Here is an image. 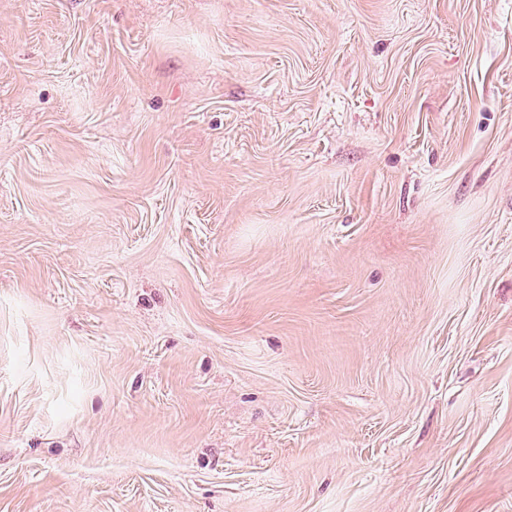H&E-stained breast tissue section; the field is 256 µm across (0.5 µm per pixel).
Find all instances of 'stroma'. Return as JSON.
Masks as SVG:
<instances>
[{"label":"stroma","mask_w":512,"mask_h":512,"mask_svg":"<svg viewBox=\"0 0 512 512\" xmlns=\"http://www.w3.org/2000/svg\"><path fill=\"white\" fill-rule=\"evenodd\" d=\"M0 512H512V0H0Z\"/></svg>","instance_id":"obj_1"}]
</instances>
